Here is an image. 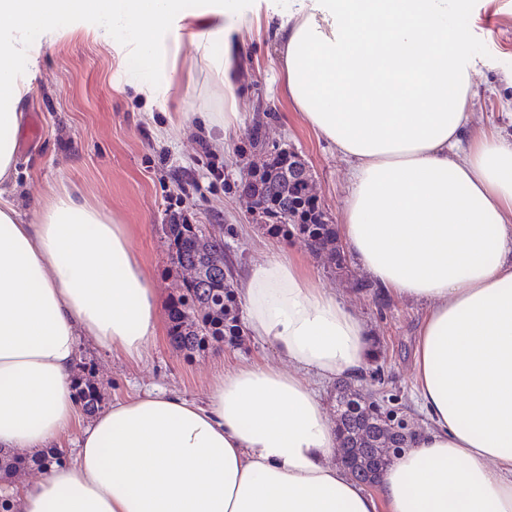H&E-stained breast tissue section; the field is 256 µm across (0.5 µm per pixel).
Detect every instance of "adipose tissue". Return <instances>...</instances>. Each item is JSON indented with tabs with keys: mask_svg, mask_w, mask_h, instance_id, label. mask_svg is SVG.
I'll use <instances>...</instances> for the list:
<instances>
[{
	"mask_svg": "<svg viewBox=\"0 0 512 512\" xmlns=\"http://www.w3.org/2000/svg\"><path fill=\"white\" fill-rule=\"evenodd\" d=\"M178 16L239 120L236 56L189 0H0V185L15 167L33 44L79 18L119 61L154 56ZM467 0H291L277 31L288 97L352 163L340 231L377 287L422 303L412 377L428 423L369 492L334 458L320 384L362 377L370 335L289 260L253 264L236 297L288 371L242 363L204 402H113L73 459L13 481L11 512H512V138L472 123ZM158 326L125 225L65 191L25 223L0 199V448L35 456L76 422L80 340L141 360Z\"/></svg>",
	"mask_w": 512,
	"mask_h": 512,
	"instance_id": "ef3b65f1",
	"label": "adipose tissue"
}]
</instances>
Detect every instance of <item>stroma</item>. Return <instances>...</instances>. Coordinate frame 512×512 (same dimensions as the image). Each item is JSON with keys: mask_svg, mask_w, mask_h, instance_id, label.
<instances>
[{"mask_svg": "<svg viewBox=\"0 0 512 512\" xmlns=\"http://www.w3.org/2000/svg\"><path fill=\"white\" fill-rule=\"evenodd\" d=\"M235 23L224 40L238 52L235 136L207 137L199 113L218 116L224 90L214 85L176 18L155 29L152 96L134 83L138 59L119 63L111 44L88 24L72 23L60 36L35 44L38 62L35 94L22 106L24 117L38 115L40 136L16 150L13 200L25 220L36 204L62 188L83 195L117 223L126 225L128 246L148 270L160 299L158 335L138 362L117 352L81 342L79 353L101 388L103 405L153 386L193 400L204 399L224 371L243 361L279 369L283 362L261 341L244 336L240 345L190 355L168 339V309L187 273L175 262L165 226L173 214L205 225L224 241V259L235 276L272 256L294 260L316 287L336 291L366 322L373 355L357 385L364 392L398 395L415 428L425 417L413 396L411 364L418 326L426 310L420 303L380 288L358 289L365 275L355 260L337 271L326 255L313 254L296 237L275 238L253 223L239 193L246 166H259L264 154L252 147L254 136L269 146L294 148L307 162L312 189L331 223H338L350 190V163L320 136L288 99L285 75L273 30L287 0H236ZM479 19L473 48L476 93L473 124L512 136V0L485 8L472 0ZM183 48L178 60L167 49Z\"/></svg>", "mask_w": 512, "mask_h": 512, "instance_id": "1", "label": "stroma"}]
</instances>
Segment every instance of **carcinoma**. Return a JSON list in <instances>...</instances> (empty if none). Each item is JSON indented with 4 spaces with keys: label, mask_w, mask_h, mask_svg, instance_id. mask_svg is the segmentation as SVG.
<instances>
[{
    "label": "carcinoma",
    "mask_w": 512,
    "mask_h": 512,
    "mask_svg": "<svg viewBox=\"0 0 512 512\" xmlns=\"http://www.w3.org/2000/svg\"><path fill=\"white\" fill-rule=\"evenodd\" d=\"M265 203L274 215L271 223L262 225L267 233L282 238L298 236L311 245L337 240L336 225L290 224L284 202L270 196ZM167 229L178 264L193 265L205 275L198 282L184 283L173 301L168 329L171 342L186 354L210 346L238 344L242 325L233 281L224 278L222 273H213L216 265L224 263V241L199 235L192 224H169ZM74 388L83 412L91 414L99 410L101 390L97 384L78 376ZM336 405L339 410L336 430L345 463L360 465L371 461L385 467L392 456L410 447L408 436L386 443V434L394 427H402L405 420L401 407L396 405L390 409L370 403L348 385L336 389ZM65 461L64 452L58 448L37 458L17 459L0 454V475L16 468L43 467Z\"/></svg>",
    "instance_id": "cac0c4a2"
}]
</instances>
